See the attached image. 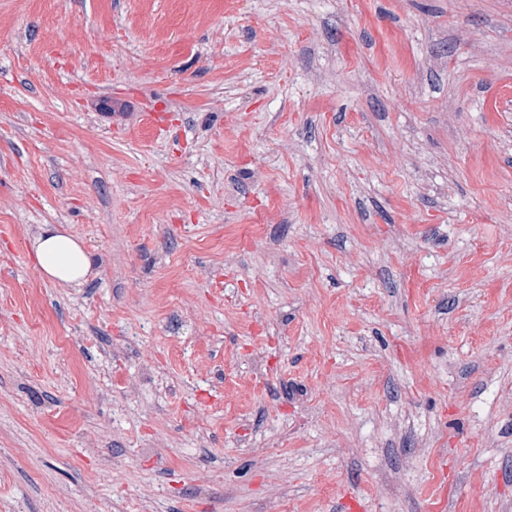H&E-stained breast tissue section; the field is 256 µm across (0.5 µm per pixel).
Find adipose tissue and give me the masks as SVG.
Returning a JSON list of instances; mask_svg holds the SVG:
<instances>
[{
    "label": "adipose tissue",
    "mask_w": 512,
    "mask_h": 512,
    "mask_svg": "<svg viewBox=\"0 0 512 512\" xmlns=\"http://www.w3.org/2000/svg\"><path fill=\"white\" fill-rule=\"evenodd\" d=\"M34 265L49 280L80 287L93 265L82 241L56 225H39L32 240Z\"/></svg>",
    "instance_id": "adipose-tissue-1"
}]
</instances>
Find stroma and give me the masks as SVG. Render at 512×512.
I'll return each mask as SVG.
<instances>
[{
  "label": "stroma",
  "mask_w": 512,
  "mask_h": 512,
  "mask_svg": "<svg viewBox=\"0 0 512 512\" xmlns=\"http://www.w3.org/2000/svg\"><path fill=\"white\" fill-rule=\"evenodd\" d=\"M0 512H512V0H0ZM34 266L53 282L81 287L92 268V254L82 241L55 224H40L32 239Z\"/></svg>",
  "instance_id": "stroma-1"
}]
</instances>
